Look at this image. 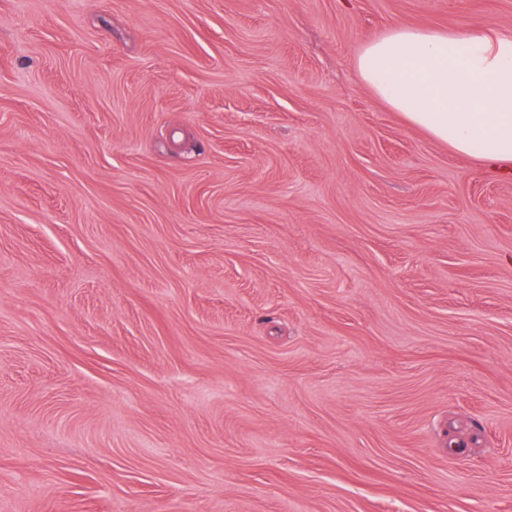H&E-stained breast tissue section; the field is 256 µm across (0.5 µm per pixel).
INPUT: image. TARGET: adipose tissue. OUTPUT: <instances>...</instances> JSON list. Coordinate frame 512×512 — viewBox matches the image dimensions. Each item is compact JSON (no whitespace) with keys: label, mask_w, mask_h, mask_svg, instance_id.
<instances>
[{"label":"adipose tissue","mask_w":512,"mask_h":512,"mask_svg":"<svg viewBox=\"0 0 512 512\" xmlns=\"http://www.w3.org/2000/svg\"><path fill=\"white\" fill-rule=\"evenodd\" d=\"M361 82L456 153L512 172V38L396 26L354 60Z\"/></svg>","instance_id":"ef3b65f1"}]
</instances>
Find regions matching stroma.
<instances>
[{
  "instance_id": "obj_1",
  "label": "stroma",
  "mask_w": 512,
  "mask_h": 512,
  "mask_svg": "<svg viewBox=\"0 0 512 512\" xmlns=\"http://www.w3.org/2000/svg\"><path fill=\"white\" fill-rule=\"evenodd\" d=\"M397 25L512 0H0V512H512V177Z\"/></svg>"
}]
</instances>
